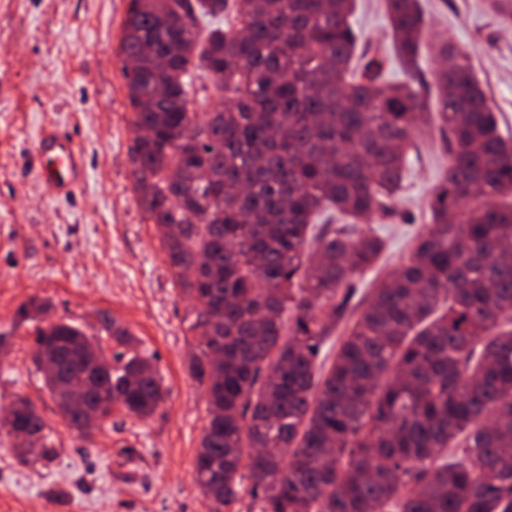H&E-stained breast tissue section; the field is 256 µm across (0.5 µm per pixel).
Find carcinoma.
Listing matches in <instances>:
<instances>
[{
  "instance_id": "carcinoma-1",
  "label": "carcinoma",
  "mask_w": 512,
  "mask_h": 512,
  "mask_svg": "<svg viewBox=\"0 0 512 512\" xmlns=\"http://www.w3.org/2000/svg\"><path fill=\"white\" fill-rule=\"evenodd\" d=\"M385 8L403 80L376 52L353 62L354 0H129L133 191L193 301L207 512L245 495L257 512H512V140L469 58L426 42L420 0ZM487 8L512 24V0ZM205 79L224 109L189 108ZM433 124L448 164L431 223L356 301L385 249L356 224L389 211ZM101 329L125 347L103 375L79 326L35 327V364L55 363L43 384L80 432L71 390L140 420L164 401L129 333L106 315ZM45 428L24 397L0 419L28 435L24 463L57 455Z\"/></svg>"
}]
</instances>
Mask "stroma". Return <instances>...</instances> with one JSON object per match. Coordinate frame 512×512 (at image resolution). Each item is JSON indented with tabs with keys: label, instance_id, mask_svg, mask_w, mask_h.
<instances>
[{
	"label": "stroma",
	"instance_id": "obj_1",
	"mask_svg": "<svg viewBox=\"0 0 512 512\" xmlns=\"http://www.w3.org/2000/svg\"><path fill=\"white\" fill-rule=\"evenodd\" d=\"M433 30L469 55L501 129L512 136V29L485 0H422ZM128 0H0V408L23 396L58 448L24 465L15 437L0 431V512H205L194 474L207 424V386L189 371L192 307L176 283L154 225L133 191L135 133L118 56ZM351 22L361 46L385 49L383 0H356ZM69 126L87 159L72 198L50 196L26 172L46 127ZM410 153L391 214L369 229L386 241L378 265L356 279L358 293L405 262L428 222L427 199L446 160L427 135ZM47 317L72 322L106 354L109 315L151 358L166 396L139 420L113 412L81 435L60 416L32 361L34 324L18 310L31 298Z\"/></svg>",
	"mask_w": 512,
	"mask_h": 512
}]
</instances>
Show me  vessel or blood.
Here are the masks:
<instances>
[{
	"label": "vessel or blood",
	"mask_w": 512,
	"mask_h": 512,
	"mask_svg": "<svg viewBox=\"0 0 512 512\" xmlns=\"http://www.w3.org/2000/svg\"><path fill=\"white\" fill-rule=\"evenodd\" d=\"M85 167V156L70 129L54 127L41 131L33 155V170L48 194L74 195Z\"/></svg>",
	"instance_id": "1"
}]
</instances>
